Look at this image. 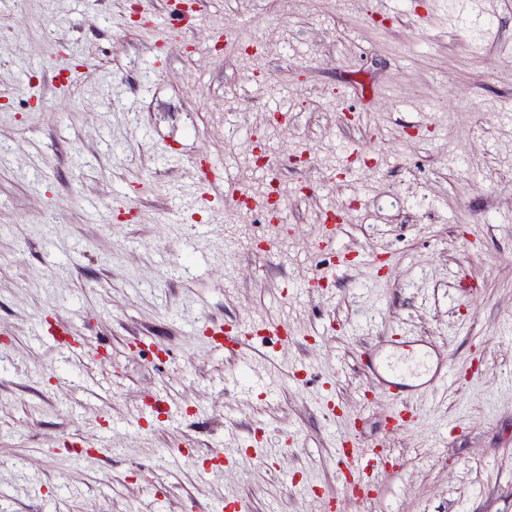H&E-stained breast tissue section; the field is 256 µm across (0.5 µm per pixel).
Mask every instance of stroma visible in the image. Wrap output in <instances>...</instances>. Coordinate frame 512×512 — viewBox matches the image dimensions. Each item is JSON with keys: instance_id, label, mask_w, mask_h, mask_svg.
Listing matches in <instances>:
<instances>
[{"instance_id": "stroma-1", "label": "stroma", "mask_w": 512, "mask_h": 512, "mask_svg": "<svg viewBox=\"0 0 512 512\" xmlns=\"http://www.w3.org/2000/svg\"><path fill=\"white\" fill-rule=\"evenodd\" d=\"M133 2L0 0V512H199L228 491L249 512H512V0H193L175 37L164 0L146 26ZM226 32L256 55L216 49ZM256 136L276 227L178 194L204 161L256 187ZM329 205L344 229L321 250ZM276 232L288 254L244 244ZM253 315L294 332L264 346L286 380L263 396L250 356L195 329ZM402 329L449 377L389 434L359 358ZM160 397L181 418L133 424ZM341 433L387 440L366 498ZM257 445L197 482L208 449Z\"/></svg>"}]
</instances>
